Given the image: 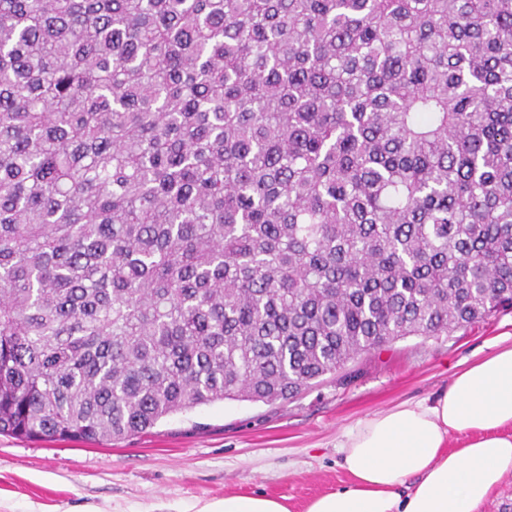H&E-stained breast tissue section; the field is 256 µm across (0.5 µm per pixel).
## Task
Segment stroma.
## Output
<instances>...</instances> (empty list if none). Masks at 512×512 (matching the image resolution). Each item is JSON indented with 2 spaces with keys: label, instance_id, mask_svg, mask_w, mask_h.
<instances>
[{
  "label": "stroma",
  "instance_id": "stroma-1",
  "mask_svg": "<svg viewBox=\"0 0 512 512\" xmlns=\"http://www.w3.org/2000/svg\"><path fill=\"white\" fill-rule=\"evenodd\" d=\"M505 347L512 309L363 353L285 402L201 406L112 443L0 434V512H199L227 495L259 493L305 512L348 482L336 448L348 428L433 397L456 371Z\"/></svg>",
  "mask_w": 512,
  "mask_h": 512
}]
</instances>
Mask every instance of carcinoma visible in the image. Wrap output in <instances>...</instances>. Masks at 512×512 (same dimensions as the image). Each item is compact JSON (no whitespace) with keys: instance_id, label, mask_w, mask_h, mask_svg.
I'll return each mask as SVG.
<instances>
[{"instance_id":"cac0c4a2","label":"carcinoma","mask_w":512,"mask_h":512,"mask_svg":"<svg viewBox=\"0 0 512 512\" xmlns=\"http://www.w3.org/2000/svg\"><path fill=\"white\" fill-rule=\"evenodd\" d=\"M512 308V0H0V434L274 404Z\"/></svg>"}]
</instances>
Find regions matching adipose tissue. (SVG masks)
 <instances>
[{"instance_id": "adipose-tissue-1", "label": "adipose tissue", "mask_w": 512, "mask_h": 512, "mask_svg": "<svg viewBox=\"0 0 512 512\" xmlns=\"http://www.w3.org/2000/svg\"><path fill=\"white\" fill-rule=\"evenodd\" d=\"M338 448L350 482L305 512H479L512 468V347L456 373L433 400L359 420Z\"/></svg>"}]
</instances>
